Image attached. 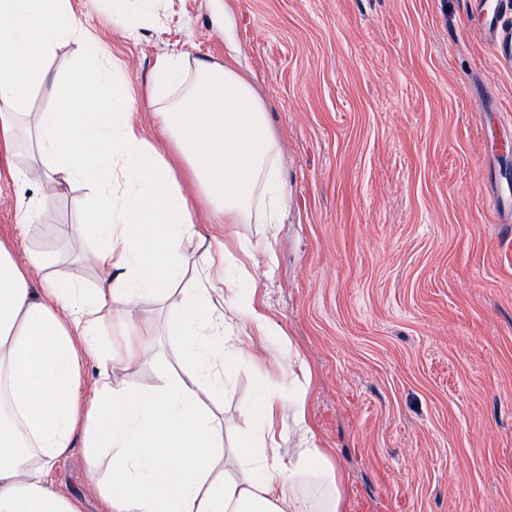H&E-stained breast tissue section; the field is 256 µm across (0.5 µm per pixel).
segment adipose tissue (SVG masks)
<instances>
[{"label":"adipose tissue","instance_id":"adipose-tissue-1","mask_svg":"<svg viewBox=\"0 0 512 512\" xmlns=\"http://www.w3.org/2000/svg\"><path fill=\"white\" fill-rule=\"evenodd\" d=\"M69 43L78 66L52 73L49 59ZM39 93L51 105L37 116L23 169L13 161L19 120ZM147 104L219 211L275 223L277 147L249 82L225 66L171 56L158 63ZM0 157L10 180L30 189L19 199L20 227L33 223L49 188L88 189L68 236L95 239L88 259L99 271L94 288L60 284L41 276L52 252L21 254L0 241V512H81L79 498L49 478L78 432L106 512H341L339 475L324 449L292 448L283 458L267 445L272 392L259 394L251 431L225 446L224 426L205 406L223 393L239 355L222 304L204 286L170 294L186 266L184 239H197L209 269L224 245L199 234L180 183L131 126L126 92L72 0H0ZM147 297L169 302V334L187 370L160 371L159 385L145 389L113 379L111 363L137 358L101 348L99 338L113 314ZM91 359L101 368L84 407L78 392ZM305 475L332 486L322 507L300 494Z\"/></svg>","mask_w":512,"mask_h":512}]
</instances>
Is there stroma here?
<instances>
[{
    "mask_svg": "<svg viewBox=\"0 0 512 512\" xmlns=\"http://www.w3.org/2000/svg\"><path fill=\"white\" fill-rule=\"evenodd\" d=\"M73 5L128 85L132 124L181 176L194 224L223 242L274 327L241 318L224 284L239 349L211 405L225 443L250 430L264 387L281 398L269 443L299 447L303 408L342 512H512V210L490 202L512 171V69L477 34L472 0H157L132 36L103 0ZM186 52L237 71L265 104L286 183L277 223L217 218L159 135L146 84ZM18 196L0 189V239L56 250L51 278L94 287L97 269L66 247L86 189L52 192L22 237ZM130 318L141 360L113 377L155 385L158 355L181 372L165 305L143 299ZM50 479L103 512L82 438Z\"/></svg>",
    "mask_w": 512,
    "mask_h": 512,
    "instance_id": "1",
    "label": "stroma"
}]
</instances>
